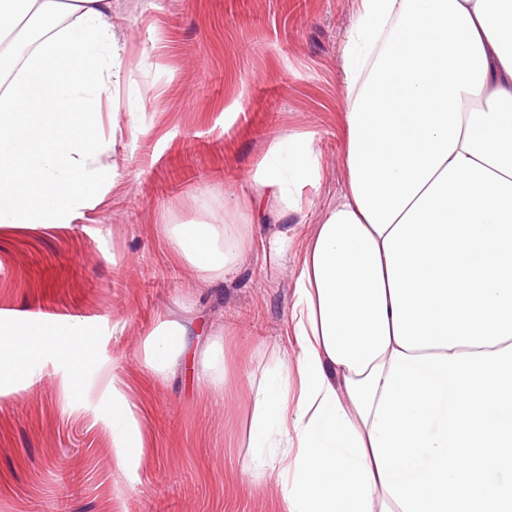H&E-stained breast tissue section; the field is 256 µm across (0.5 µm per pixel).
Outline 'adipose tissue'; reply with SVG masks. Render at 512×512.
<instances>
[{
    "label": "adipose tissue",
    "instance_id": "obj_1",
    "mask_svg": "<svg viewBox=\"0 0 512 512\" xmlns=\"http://www.w3.org/2000/svg\"><path fill=\"white\" fill-rule=\"evenodd\" d=\"M111 0H0V224H67L93 198L112 147L103 108L126 102ZM347 190L293 271L296 390L272 350L252 386L245 475L286 512H402L370 443L393 351L512 344V0H359L345 50ZM319 178L306 135L275 141L228 224H172L176 258L230 273L255 207L285 257L288 218ZM161 322L145 362L167 375L189 345ZM0 374L33 357L79 363L88 339L0 336ZM118 463L140 460L131 404L112 399Z\"/></svg>",
    "mask_w": 512,
    "mask_h": 512
}]
</instances>
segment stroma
Masks as SVG:
<instances>
[{
	"instance_id": "35a3bbf8",
	"label": "stroma",
	"mask_w": 512,
	"mask_h": 512,
	"mask_svg": "<svg viewBox=\"0 0 512 512\" xmlns=\"http://www.w3.org/2000/svg\"><path fill=\"white\" fill-rule=\"evenodd\" d=\"M359 0H112L124 44V134L91 207L68 224H0V336L88 332L80 366L51 354L0 376V512H283L281 492L241 471L251 381L268 349L293 363L292 270L344 191L342 72ZM136 135H128V126ZM304 133L319 164L313 205L285 259L251 226L234 274L206 279L174 260L170 224H220L270 144ZM193 323L196 360L168 379L146 367L161 320ZM224 339L236 390L207 382L202 355ZM116 373L145 450L117 466Z\"/></svg>"
}]
</instances>
